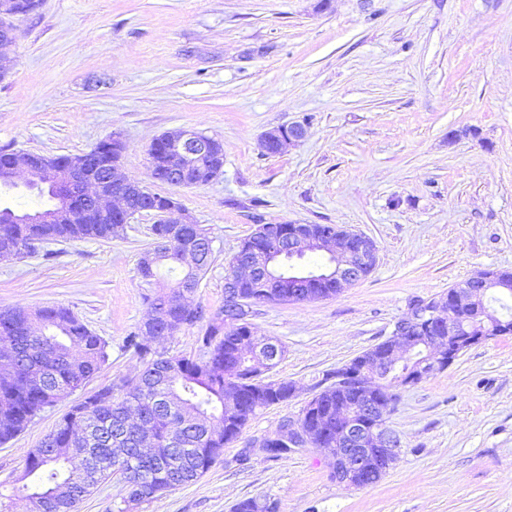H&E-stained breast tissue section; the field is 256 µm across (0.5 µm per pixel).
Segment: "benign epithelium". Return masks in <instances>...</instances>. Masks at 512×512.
<instances>
[{
  "label": "benign epithelium",
  "instance_id": "obj_1",
  "mask_svg": "<svg viewBox=\"0 0 512 512\" xmlns=\"http://www.w3.org/2000/svg\"><path fill=\"white\" fill-rule=\"evenodd\" d=\"M17 16L16 0H0V44L15 40L12 19ZM305 135L306 129L301 124L281 125L265 133V148L270 154L282 153ZM162 139L169 144L164 167L171 185H200L215 178L219 170L217 155L205 135L182 129ZM21 172L28 174V187L52 184L60 188L66 219L71 222L81 219L102 222L115 217L120 223L128 224L135 216L150 213L156 223L168 225L169 236L181 240L186 252H192L201 243L212 245L205 229L179 205L171 203L164 208L151 205L153 193L131 181L119 163L104 165L92 151L70 157L59 168L50 166L47 157L14 151L8 164H0V189L17 187L16 178ZM318 252H325L331 258L323 277L336 280L339 286L358 283L363 279V271L377 261L376 243L360 232L334 237L313 235L298 224L288 237V250H283L281 239L273 238L257 264L245 256L231 258L232 272L224 278V324L233 325L246 316L248 303L241 292L242 282L256 275L269 286L278 283L288 289V298H302L297 288L308 276L296 267L283 274L282 260ZM490 293L509 295L512 284L479 272L444 299H418L395 323L381 348L371 349L339 368L334 385L355 396V400L350 407L336 413L333 444L340 448L335 457L338 471L351 475L380 463L385 472L397 461L401 442L386 425L391 403L376 393L378 386L390 377L405 388L413 386L417 379L449 368L465 349L489 340L502 321L487 303ZM172 303L180 304L192 315L197 314L196 303L181 289L157 308L156 317L143 325L144 335L164 334L158 322L166 318L165 311ZM283 353L279 341L266 338L257 342L248 362L254 374L261 376L275 367ZM273 437L288 441L291 448H315L320 444L315 434L293 418L283 420Z\"/></svg>",
  "mask_w": 512,
  "mask_h": 512
}]
</instances>
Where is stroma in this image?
Listing matches in <instances>:
<instances>
[{
    "label": "stroma",
    "mask_w": 512,
    "mask_h": 512,
    "mask_svg": "<svg viewBox=\"0 0 512 512\" xmlns=\"http://www.w3.org/2000/svg\"><path fill=\"white\" fill-rule=\"evenodd\" d=\"M318 2L40 0L14 21L0 150L76 155L120 139L125 175L207 230L212 263L194 300L210 312L257 225L335 224L378 248L370 274L336 296L253 306L258 334L286 350L270 377L294 382L291 400L253 417L196 481L128 504L115 474L78 512H230L251 497L278 512H512V336L399 390L387 424L401 453L376 484L336 482L332 456L311 448L272 459L254 445L386 340L412 300L512 270V0ZM288 123L305 138L267 154L263 135ZM180 129L222 144L208 184L152 178V141ZM153 222L0 260V308L66 306L109 353L85 388L0 445V485L21 480L25 454L72 405L138 373L124 340L176 280L139 275Z\"/></svg>",
    "instance_id": "1"
}]
</instances>
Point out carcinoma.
I'll use <instances>...</instances> for the list:
<instances>
[{"label": "carcinoma", "mask_w": 512, "mask_h": 512, "mask_svg": "<svg viewBox=\"0 0 512 512\" xmlns=\"http://www.w3.org/2000/svg\"><path fill=\"white\" fill-rule=\"evenodd\" d=\"M276 225H258L241 246L261 258L264 230ZM124 232V225L105 224H1L0 250L20 246L31 253L50 240L112 239ZM164 264L182 271L170 288L174 292L186 282L199 284L207 272L212 251L198 249L186 258L182 245L164 242L160 252ZM303 299L316 300L336 295L330 284L301 289ZM172 322L168 335L185 327L205 328L204 352L199 358L174 357L178 365L165 380L158 369L162 361L153 357L151 347L138 332L125 339V348L142 363L138 375L124 383L115 394L106 386L87 396L88 405L76 420L65 422L46 436L41 456L26 455L25 477L29 482L0 492V499L22 497L35 500L39 512H76L84 497L113 473L134 470L160 485L161 491L177 489L203 476L223 455L224 447L236 441L251 419L270 406L287 402L295 384L288 380L248 379L239 371L247 356L246 342L261 336L246 320L236 329L225 330L224 309L207 320H194L178 308L169 309ZM0 339L8 342V367L0 371V444L21 433L33 418L54 406L61 394L90 381L108 360L107 343L63 305L32 310L26 306L0 309ZM321 414L336 417L342 401L334 387L314 395ZM149 412L151 429L160 448H182L173 461L165 456L140 453L133 413ZM232 512H277L274 502L247 498L236 503Z\"/></svg>", "instance_id": "1"}]
</instances>
